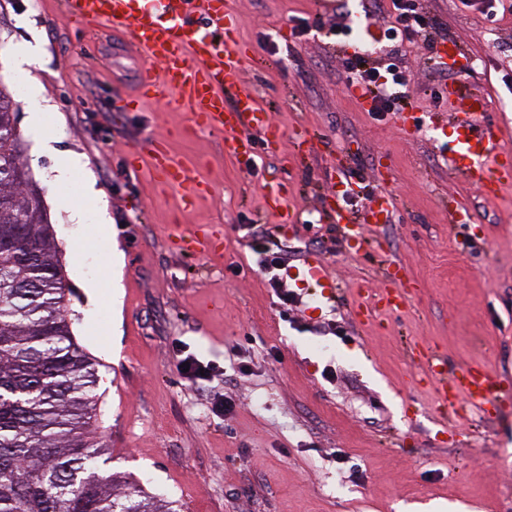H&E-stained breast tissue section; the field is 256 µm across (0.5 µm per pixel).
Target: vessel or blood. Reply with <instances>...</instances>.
Here are the masks:
<instances>
[{"instance_id": "vessel-or-blood-1", "label": "vessel or blood", "mask_w": 512, "mask_h": 512, "mask_svg": "<svg viewBox=\"0 0 512 512\" xmlns=\"http://www.w3.org/2000/svg\"><path fill=\"white\" fill-rule=\"evenodd\" d=\"M194 7L205 18L203 27L197 29L189 20ZM64 9L75 23L101 24L121 33L143 59L140 85L130 98L131 105H138L141 97L148 95L170 98L178 108L192 114L197 128L222 135L225 154L235 159L253 156V133H260L268 142L282 139V129L244 85L247 54L230 38L237 22L227 0H154L149 9L140 6L139 0H64ZM157 63L162 66L158 72L153 69ZM227 88L237 91L230 103L224 99ZM442 93L452 106L447 142L451 170L475 184L486 199L497 198L512 186V149L507 146L512 128L484 123V99L462 84H447ZM131 155L136 159L147 157L155 177L167 187L181 190L185 198L210 191L206 182L192 177L158 141L141 142L132 148ZM287 201V184L271 186L264 194L263 210L277 216L280 223H291ZM393 210V197L379 192L373 196L372 207L361 214L337 207L336 221L362 247L368 241L369 230L388 223ZM171 243L176 247L191 245L195 253L206 256L222 249L224 235L217 226L203 225L191 236L174 235ZM405 278L404 266L393 262L378 284H358L357 300L351 307L357 321H370L381 312L407 306L411 293ZM420 359L425 378L449 412H458L464 404L484 414L496 409L500 399L495 388L497 376L487 366L476 363L450 371L442 357L431 350L421 353Z\"/></svg>"}]
</instances>
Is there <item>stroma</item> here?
<instances>
[{
  "instance_id": "35a3bbf8",
  "label": "stroma",
  "mask_w": 512,
  "mask_h": 512,
  "mask_svg": "<svg viewBox=\"0 0 512 512\" xmlns=\"http://www.w3.org/2000/svg\"><path fill=\"white\" fill-rule=\"evenodd\" d=\"M235 40L271 39L276 54L247 60L243 78L285 137L256 140L251 159L224 153L220 135L192 132L169 99L129 109L138 63L124 38L73 24L62 0H0V82L16 104L17 131L31 149V102L18 82H36L52 105L44 123L62 151L87 167L58 186L52 156L30 160L54 226L65 310L75 342L97 370L96 434L111 453L106 472L176 500L180 512H507L512 507V188L489 202L448 169L440 149L447 101H433L429 69L416 53L403 64L417 87L408 106L376 116L345 91L347 57L320 0H229ZM469 70L462 80L487 100L485 119L512 126V9L483 20L474 0H428ZM42 31L44 55L18 71L10 46ZM315 142L297 150L296 131ZM166 142L211 191L186 205L128 162L146 138ZM396 199L391 223L351 253L330 206L337 171ZM103 195L112 228L95 214L69 221L60 200L81 199L85 176ZM290 182L295 221L262 209L268 184ZM472 221L448 222L449 200ZM221 226L216 256L175 249L172 235ZM265 230L288 248L286 288L299 301L281 309L248 245ZM320 255L336 278L323 290L304 277ZM403 264L416 295L367 326L351 312L352 286ZM98 285L95 302L80 286ZM432 348L449 369L480 361L500 377L499 410L448 415L418 380L416 356ZM219 373L195 383L181 355ZM239 355L246 372L232 368ZM225 400L233 409L214 414Z\"/></svg>"
}]
</instances>
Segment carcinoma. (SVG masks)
Listing matches in <instances>:
<instances>
[{"mask_svg":"<svg viewBox=\"0 0 512 512\" xmlns=\"http://www.w3.org/2000/svg\"><path fill=\"white\" fill-rule=\"evenodd\" d=\"M57 254L0 86V512H179L101 471L97 377L71 337Z\"/></svg>","mask_w":512,"mask_h":512,"instance_id":"cac0c4a2","label":"carcinoma"}]
</instances>
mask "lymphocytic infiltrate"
Wrapping results in <instances>:
<instances>
[{"mask_svg":"<svg viewBox=\"0 0 512 512\" xmlns=\"http://www.w3.org/2000/svg\"><path fill=\"white\" fill-rule=\"evenodd\" d=\"M366 26L381 25L382 39L389 52L387 62L370 64L364 50L354 49L344 64L347 86L365 92L372 100V111L393 112L404 108L413 87L409 76L398 66L405 50H413L430 63L438 78H447L448 67L435 57L442 28L427 9L426 0H367ZM251 250L254 264L280 301L281 307L295 303L293 291L285 288L281 272L286 265L283 251L271 249L263 237H255Z\"/></svg>","mask_w":512,"mask_h":512,"instance_id":"obj_1","label":"lymphocytic infiltrate"}]
</instances>
